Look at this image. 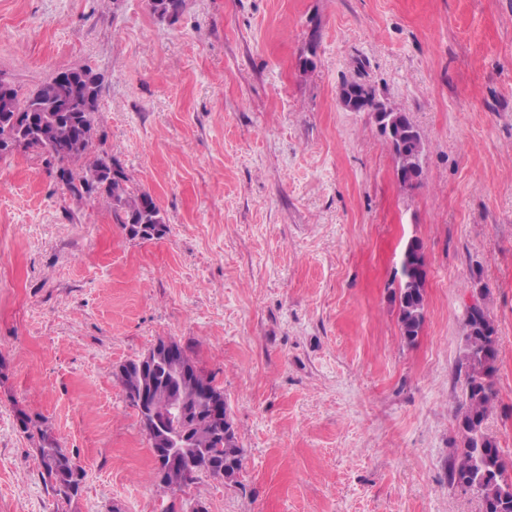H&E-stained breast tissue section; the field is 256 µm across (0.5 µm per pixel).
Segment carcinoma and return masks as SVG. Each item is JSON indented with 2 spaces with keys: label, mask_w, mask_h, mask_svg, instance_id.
Masks as SVG:
<instances>
[{
  "label": "carcinoma",
  "mask_w": 512,
  "mask_h": 512,
  "mask_svg": "<svg viewBox=\"0 0 512 512\" xmlns=\"http://www.w3.org/2000/svg\"><path fill=\"white\" fill-rule=\"evenodd\" d=\"M184 2L152 0L151 10L158 16L174 18L182 11ZM80 77L81 71H71L42 84L23 99L16 92L1 99L0 141L15 138L47 161L57 162L59 181L75 199L90 198L94 194L104 197L116 223L125 230L131 224H142L146 229L145 237L150 238L152 232L160 231L164 225L161 209L153 196L130 188L123 167L107 157L87 160L95 135L94 114L100 88L94 89L90 110L81 109L86 96ZM342 93L371 96L368 111L380 112L381 119L393 129L387 141L394 154L400 184L412 187L420 183V179L411 181L405 175L409 168H422L421 160L426 151L422 135L408 116L387 107L377 99L375 90L363 82H344ZM424 266L420 242L409 241L402 253L398 298L400 331L409 342L418 336L425 317ZM465 328L464 400L455 414L463 448L451 466L449 482L476 491L483 512H512V473H508L502 450L485 427L494 411L496 397L497 330L479 305L468 309ZM117 378L123 390H128L140 379L136 361H126ZM201 385L202 382L190 378L158 375L152 392L153 406L159 416L165 417L170 413L174 394L197 395L192 402V414L196 417L193 436L196 447L206 450L207 454L186 463V476L191 482L200 474L222 476L226 482H235L242 469L243 451L238 440L226 442V438L208 423V406L199 395ZM41 440L44 444L38 451L44 481L55 496L69 501L79 494L85 471L66 449L47 441L44 434Z\"/></svg>",
  "instance_id": "1"
}]
</instances>
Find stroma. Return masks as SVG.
Masks as SVG:
<instances>
[{
    "mask_svg": "<svg viewBox=\"0 0 512 512\" xmlns=\"http://www.w3.org/2000/svg\"><path fill=\"white\" fill-rule=\"evenodd\" d=\"M83 68L102 79L90 156L166 227L130 238L33 150L0 158V512H482L448 470L476 303L498 336L487 431L512 464V0H185L173 22L148 0H0L19 96ZM353 78L420 130L419 186L340 106ZM167 337L224 391L236 482L151 479L116 372ZM25 416L84 468L74 500L46 487ZM424 266L420 242L409 241L402 253L398 298L400 331L409 342L418 336L425 317Z\"/></svg>",
    "mask_w": 512,
    "mask_h": 512,
    "instance_id": "35a3bbf8",
    "label": "stroma"
}]
</instances>
